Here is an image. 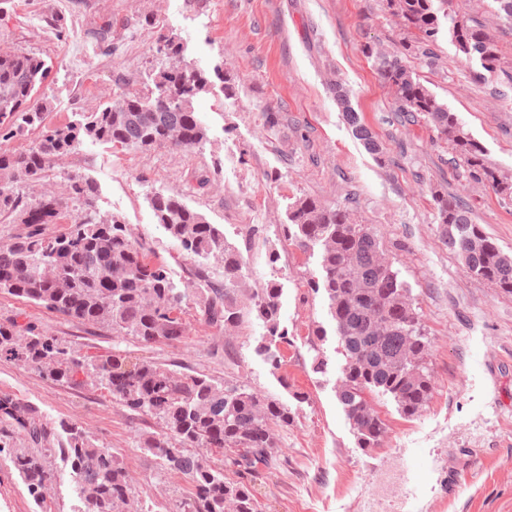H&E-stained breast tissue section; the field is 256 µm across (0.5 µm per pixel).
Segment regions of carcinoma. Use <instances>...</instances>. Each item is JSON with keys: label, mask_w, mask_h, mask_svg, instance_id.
Masks as SVG:
<instances>
[{"label": "carcinoma", "mask_w": 512, "mask_h": 512, "mask_svg": "<svg viewBox=\"0 0 512 512\" xmlns=\"http://www.w3.org/2000/svg\"><path fill=\"white\" fill-rule=\"evenodd\" d=\"M385 2L408 31L401 50L376 55L378 73L394 97L396 111L412 122L419 117L426 121L435 140L446 144L459 177L488 184L500 196L512 198V183L485 164L483 146L411 66L413 59L433 63L435 49L447 37L465 62L479 63L476 78L502 75L511 84L512 70L502 67L498 42L476 20L452 14L448 0ZM153 49L162 63L141 89L123 88L107 105L83 113L82 120L48 127L47 106L32 99L50 66L18 48H0V139H19L42 129L41 137L24 149L0 148V215L24 225L22 234L0 243V292L144 344L177 342L188 332L185 294L176 287L169 267L151 258L147 242L130 238L122 220L100 211L98 190L90 178L74 174L66 194L45 191L34 202L23 195L21 184L44 180L55 160L75 153L86 139L141 150H189L206 139L193 99L209 86V78L185 62V47L174 38L158 36ZM334 94L353 136L381 160L383 147L351 109L348 89L338 82ZM432 200L441 236L461 258L465 272L512 294V252L472 223L455 197L435 189ZM149 201L157 223L193 262L190 275L205 322L214 327L241 325L243 251L259 238L258 225H248L239 247L179 194L160 189ZM68 210L72 217L67 231L48 234L46 226L59 223ZM282 236L304 252L318 250L320 276L311 277L309 285L314 292L324 291L335 322L344 358L337 397L358 447L374 448L385 425L369 396L388 395L405 416L413 417L434 389L425 366L431 343L413 306L411 287L385 257L377 233L366 224L352 223L344 207L300 197L288 206ZM210 256L220 264L198 261ZM281 294L280 285L270 281L252 294L249 308L267 330L254 351L275 370L282 366L281 346L291 343L288 329L281 326ZM2 358L56 382L77 384L81 375L91 378L130 411L155 420L158 429L144 447L193 487L176 512H263L256 484L264 471L279 464L276 428L293 422L288 405L234 379L218 382L204 374L134 361L119 352L82 355L34 322H0ZM0 423L24 430L36 444L54 434V429L34 422L30 408L8 397H0ZM62 430L66 444L59 451L72 463L75 487L90 493L96 512H129L133 487L122 464L109 449L95 445L83 426L64 425ZM204 448L218 449L224 465L211 462L201 453ZM2 453L33 500L43 501L51 474L42 453L12 448L0 439ZM226 471L235 478H226Z\"/></svg>", "instance_id": "carcinoma-1"}]
</instances>
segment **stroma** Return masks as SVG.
<instances>
[{"mask_svg":"<svg viewBox=\"0 0 512 512\" xmlns=\"http://www.w3.org/2000/svg\"><path fill=\"white\" fill-rule=\"evenodd\" d=\"M492 0H450L455 12L486 22L506 67H512V29L498 26ZM66 19L58 38L49 13ZM112 28V52L99 48L91 29ZM186 45V59L210 79L195 109L207 130L199 148L115 149L85 141L56 160L42 189L63 193L69 175L91 176L98 206L118 216L132 237L149 242L178 288H192L191 262L177 240L158 226L147 198L159 188L239 240L247 225L265 231L250 252L245 287L281 284V322L294 338L283 366L272 371L254 348L265 333L247 317L240 328L207 325L194 302L184 318L182 342L142 344L82 325L27 301L0 293V322L34 321L83 354L123 352L156 365L215 380L233 378L287 403L295 414L279 428L280 466L263 472L266 512H512V294L468 275L459 256L440 239L432 189L462 197L473 223L512 251V199L457 176L451 155L425 123L401 122L366 47L399 49L406 30L382 0H0V47L36 53L50 67L38 90L48 125L80 120L120 89H137L157 64L159 35ZM433 66H418L423 82L485 147V160L512 178V86L495 78L477 82L474 68L450 42ZM343 83L352 104L384 151L375 159L355 139L334 99ZM232 95H225V86ZM276 124H268L267 113ZM310 196L349 209L357 223L379 234L387 258L412 289L431 341L427 367L431 400L415 417L401 415L387 396L374 400L386 432L378 447L358 448L337 399L344 363L323 293L309 288L319 259L280 240L279 226L295 198ZM280 259L269 264L268 252ZM324 339H313L316 329ZM327 360L314 371L316 355ZM28 406L36 422L85 426L98 445L123 462L137 505L173 512L192 487L161 468L141 447L154 420L130 412L92 384L53 382L19 363L0 360V397ZM52 489L35 503L11 462L0 456V512H76L70 469L47 442Z\"/></svg>","mask_w":512,"mask_h":512,"instance_id":"35a3bbf8","label":"stroma"}]
</instances>
